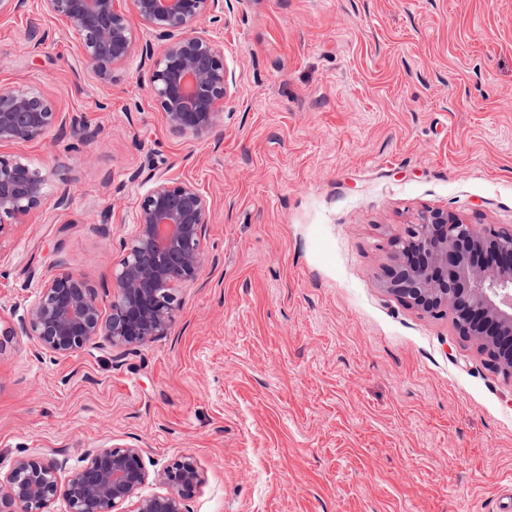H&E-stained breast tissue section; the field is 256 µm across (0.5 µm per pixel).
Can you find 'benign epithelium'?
I'll return each mask as SVG.
<instances>
[{"instance_id": "1", "label": "benign epithelium", "mask_w": 512, "mask_h": 512, "mask_svg": "<svg viewBox=\"0 0 512 512\" xmlns=\"http://www.w3.org/2000/svg\"><path fill=\"white\" fill-rule=\"evenodd\" d=\"M140 24L164 44L145 51L150 93L175 134L203 139L221 123L232 75L223 49L198 25L217 20L224 0H133ZM41 12L65 21L94 70L108 76L134 52L137 39L116 0H40ZM86 137V127L66 118L34 88L0 90V146L32 141L51 129ZM134 230L120 240L113 269L112 299L103 311L97 289L70 271L48 275L19 326L0 314V334L20 329L39 352L68 358L90 344L120 352L168 335L179 301L176 290L194 283L204 261L208 203L191 182L147 175ZM45 177L15 158L0 155V230L20 224L46 200ZM413 262L400 261L388 274V289L408 305L434 314L453 312L460 335L496 355V368L512 380V232L482 234L446 212L432 211L406 230ZM485 254L470 265L473 251ZM161 491L144 493L149 482ZM201 482L189 459L154 472L141 449L110 445L95 449L67 475L44 453L16 459L0 472V512H50L62 500L67 512H189V492Z\"/></svg>"}]
</instances>
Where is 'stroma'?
Masks as SVG:
<instances>
[{
	"label": "stroma",
	"instance_id": "1",
	"mask_svg": "<svg viewBox=\"0 0 512 512\" xmlns=\"http://www.w3.org/2000/svg\"><path fill=\"white\" fill-rule=\"evenodd\" d=\"M206 31L233 81L195 140L164 124L141 54L102 78L39 0L0 20V89L92 131L0 147L47 183L0 232L1 314H25L54 266L109 302V248L148 190L133 172L209 205L168 336L64 359L0 335V470L127 443L151 471L194 460L190 512H499L512 381L386 271L431 211L512 230V0H224Z\"/></svg>",
	"mask_w": 512,
	"mask_h": 512
}]
</instances>
